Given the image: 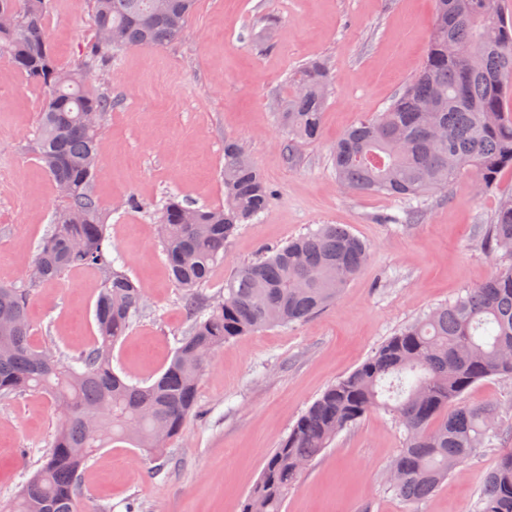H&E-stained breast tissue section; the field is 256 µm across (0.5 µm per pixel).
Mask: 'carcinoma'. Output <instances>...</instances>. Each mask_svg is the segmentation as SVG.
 <instances>
[{"label": "carcinoma", "mask_w": 512, "mask_h": 512, "mask_svg": "<svg viewBox=\"0 0 512 512\" xmlns=\"http://www.w3.org/2000/svg\"><path fill=\"white\" fill-rule=\"evenodd\" d=\"M0 0L15 13L0 23V55L44 93L35 151L64 199L40 242L29 287L0 283V399L25 391L61 407L50 450L8 512H78L82 469L109 443L127 442L160 457L197 411L199 381L224 344L302 322L339 298L368 260L367 245L342 224H322L242 266L215 297L200 293L224 258V242L265 212L272 190L233 140L224 143V206L192 207L169 194L154 213L163 253L189 325L162 374L130 383L112 367V350L145 312V296L114 267L112 242L92 191L99 142L117 102L87 88L119 52L181 39L195 0H93L94 38L67 69L45 30V0ZM436 18L418 74L385 111L349 128L332 149L336 178L360 193L411 203L465 172L479 190L512 172V18L501 0H435ZM279 101L288 154L315 142L330 85L324 61L304 64ZM512 257V194L485 237ZM99 275L97 334L74 356L33 341L30 289L72 270ZM512 263L390 337L357 369L328 386L269 454L241 512H283L304 470L344 429L383 411L403 428L390 464L395 495L418 512L479 449L503 437L494 403L470 406L478 383L512 380ZM477 512H512V450L486 472Z\"/></svg>", "instance_id": "cac0c4a2"}]
</instances>
